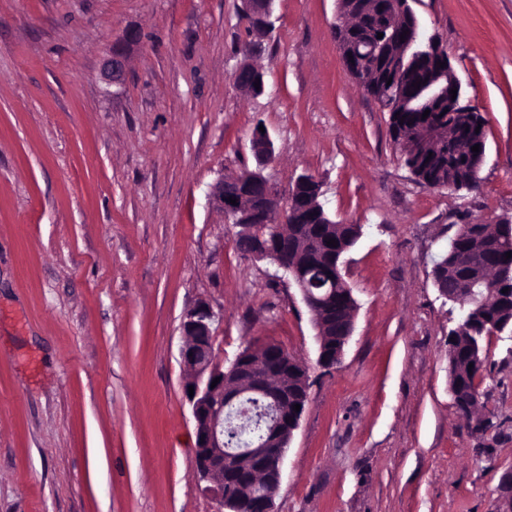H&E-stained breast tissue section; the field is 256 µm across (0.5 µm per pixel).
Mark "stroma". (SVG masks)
I'll list each match as a JSON object with an SVG mask.
<instances>
[{
	"label": "stroma",
	"instance_id": "1",
	"mask_svg": "<svg viewBox=\"0 0 512 512\" xmlns=\"http://www.w3.org/2000/svg\"><path fill=\"white\" fill-rule=\"evenodd\" d=\"M484 117L474 191L420 183L336 43L337 0H275L265 91L233 85L241 0H0V512H218L195 473L181 320L217 313L231 358L271 341L308 368L275 512H497L512 471V343L490 336L486 434L449 392L437 251L512 217V0H415ZM122 84L106 61L126 32ZM322 185L362 227L340 365L317 363L294 283L243 253L208 201L220 173Z\"/></svg>",
	"mask_w": 512,
	"mask_h": 512
}]
</instances>
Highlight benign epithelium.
<instances>
[{"instance_id":"benign-epithelium-1","label":"benign epithelium","mask_w":512,"mask_h":512,"mask_svg":"<svg viewBox=\"0 0 512 512\" xmlns=\"http://www.w3.org/2000/svg\"><path fill=\"white\" fill-rule=\"evenodd\" d=\"M275 0H242L243 12L259 20L261 28L272 29L273 5ZM346 69L355 75L367 59L357 46L348 41L338 43ZM421 65L423 74L421 96L412 100L405 91L400 99L412 105L418 112L435 111L439 104H447L450 112H466L472 115L471 132H476L481 113L465 102L462 84L457 77L450 58L440 47L433 35L426 29L413 25L400 42V56L392 60L390 70L395 81L404 80V73L410 63L406 56ZM444 67H439V63ZM126 71V53L115 49L108 61L107 77L112 83L123 81ZM457 89L456 98H451V89ZM422 135L428 145L448 139V128L432 123L422 127ZM251 149L256 168L245 177L219 175L210 186L209 203L224 214L225 218L239 227L237 238L246 243V253L256 260H267L293 281L300 290L302 299L309 309L317 329V363L323 368H334L342 362L345 346L354 330V320H349L342 335L331 337L326 333L318 310L323 308L328 296L333 294L334 285L343 282L341 266L343 251L332 250L326 257L328 274L317 283L307 279L308 273L288 260L282 237L276 224L287 223V215L296 203L294 189L283 193L278 184L264 171L274 161L273 142L268 133L254 129ZM236 200L230 204L228 198ZM478 284L485 290L468 289V296L462 299L439 290L440 297L453 303L458 310V322L454 331L461 330L468 320L470 306L482 303L493 295L507 302L512 300L511 288L502 292V278L491 280L484 276ZM326 288L328 294L316 296L312 287ZM217 314L209 304L198 303L182 317L181 331L184 344L180 350V363L185 375L183 385L186 400L191 407L195 429L196 474L201 481L209 483L206 490L211 492L224 512H274V498L282 483V464L286 450L298 429L302 410L308 398V378L305 365L274 342H264L258 347H247L239 352L229 367H224L214 351L213 324ZM302 371L303 392H288V374ZM218 383H213L215 378ZM194 395H189V388ZM251 396L261 398L266 404L267 423L260 440L251 441L244 449L232 451L224 447V427L233 426L236 431L251 427L250 411L245 400ZM300 405V411L293 409Z\"/></svg>"}]
</instances>
